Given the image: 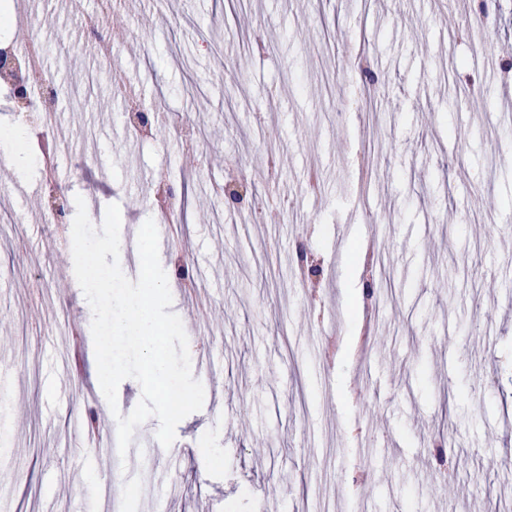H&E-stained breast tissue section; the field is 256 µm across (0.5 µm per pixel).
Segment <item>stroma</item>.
<instances>
[{"mask_svg": "<svg viewBox=\"0 0 512 512\" xmlns=\"http://www.w3.org/2000/svg\"><path fill=\"white\" fill-rule=\"evenodd\" d=\"M59 98L55 185L0 164V512H505L512 503V0H24ZM125 31L113 67L100 38ZM375 84H367L363 68ZM122 78L166 110L131 131ZM243 173L252 210L228 207ZM471 200L455 211L457 180ZM172 185L179 203L161 209ZM119 205L120 265L166 225L191 357L215 376L171 447L157 418L126 457L70 443L108 404L71 221ZM320 262L309 286L296 250ZM215 261L207 287L178 264ZM382 289L368 297L361 286ZM177 459V467L166 464Z\"/></svg>", "mask_w": 512, "mask_h": 512, "instance_id": "35a3bbf8", "label": "stroma"}]
</instances>
